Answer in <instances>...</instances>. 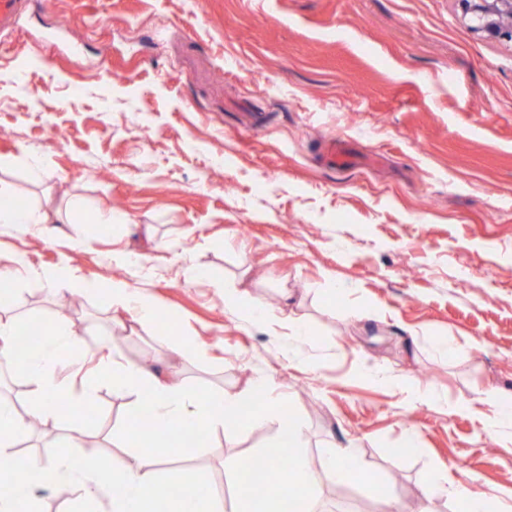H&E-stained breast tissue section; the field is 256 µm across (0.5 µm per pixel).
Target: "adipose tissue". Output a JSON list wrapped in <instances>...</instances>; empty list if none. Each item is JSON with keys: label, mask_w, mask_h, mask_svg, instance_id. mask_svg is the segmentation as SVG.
<instances>
[{"label": "adipose tissue", "mask_w": 512, "mask_h": 512, "mask_svg": "<svg viewBox=\"0 0 512 512\" xmlns=\"http://www.w3.org/2000/svg\"><path fill=\"white\" fill-rule=\"evenodd\" d=\"M23 265L19 259L14 266L0 269V366L23 374L30 383L26 412L0 401V512H41L37 490L49 471L57 477L58 494L77 495V512H141L142 504L153 496L159 472L146 467L140 453L105 463L74 456L46 459L15 448L16 438L34 422L58 415L57 399L69 387L58 371L60 350L81 359L90 352L70 321L60 318L43 329L34 355L16 356L20 323L14 312L13 285ZM124 330V323L117 321L99 331L96 368L111 381L113 390L134 395L136 417H151L161 427L186 436L236 430L241 393L192 391L180 371L162 372L147 362L128 361L117 345ZM224 469L236 478V502L250 505L251 512H285L292 502L311 501L316 485L307 462L300 457L295 458L289 474L279 477L275 496L263 499L258 498L256 484L243 470L241 459L226 458Z\"/></svg>", "instance_id": "1"}]
</instances>
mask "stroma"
Listing matches in <instances>:
<instances>
[{
    "label": "stroma",
    "mask_w": 512,
    "mask_h": 512,
    "mask_svg": "<svg viewBox=\"0 0 512 512\" xmlns=\"http://www.w3.org/2000/svg\"><path fill=\"white\" fill-rule=\"evenodd\" d=\"M334 142L347 168L330 167ZM0 180L10 204L52 216L0 224V267L28 262L23 324L66 316L85 336L131 317L105 294L65 313L44 272L125 284L174 326L137 329L128 360L193 389L265 380L260 407L300 420L311 470L348 446L382 477L344 490L321 476L319 512L340 497L380 512L389 493L402 512H459L450 483L464 477L489 512L512 506V442L480 420L491 405L440 407L512 401V41L475 32L457 0H33L0 31ZM101 210L111 222L89 235ZM228 288L305 335L245 318ZM133 409L102 377L82 414L91 447L70 446L61 417L18 443L108 462ZM276 433L242 425L189 446L164 431L177 454L160 480L206 472L232 495L225 458ZM430 471L443 480L425 499Z\"/></svg>",
    "instance_id": "stroma-1"
}]
</instances>
